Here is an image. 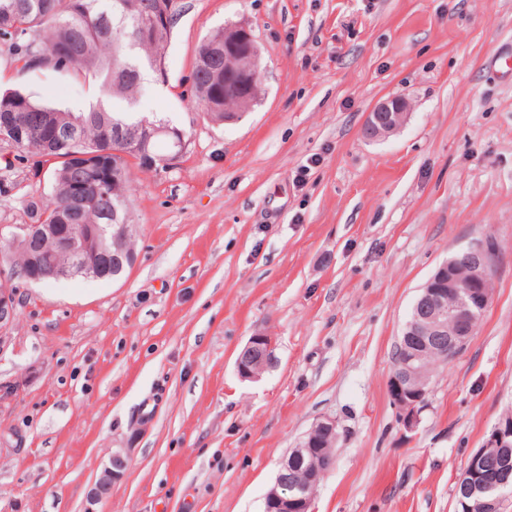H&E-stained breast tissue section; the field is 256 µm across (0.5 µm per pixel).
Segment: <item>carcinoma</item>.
<instances>
[{"label": "carcinoma", "instance_id": "obj_1", "mask_svg": "<svg viewBox=\"0 0 512 512\" xmlns=\"http://www.w3.org/2000/svg\"><path fill=\"white\" fill-rule=\"evenodd\" d=\"M158 6L159 0H0V42L20 70L90 77L101 95L88 111L72 112L19 89L0 91V121L19 130L5 143L30 164L33 175L46 168L52 185L50 197L26 200L30 223L41 225L42 232L0 238V259L18 278L118 279L135 257L131 164L151 171L161 149L171 153L175 147L171 137L156 133L169 121L116 112L103 101H132L143 70H161L178 15L143 30ZM260 61L256 41L235 24L202 42L191 94L210 121H234L261 103ZM107 150L123 155L112 157L109 166L90 158ZM123 224L130 226L126 234L119 231ZM66 227L88 260L86 271H74V257L56 246L57 233Z\"/></svg>", "mask_w": 512, "mask_h": 512}]
</instances>
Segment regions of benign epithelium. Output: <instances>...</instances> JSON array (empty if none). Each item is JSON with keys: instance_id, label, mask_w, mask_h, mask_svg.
<instances>
[{"instance_id": "7a95c632", "label": "benign epithelium", "mask_w": 512, "mask_h": 512, "mask_svg": "<svg viewBox=\"0 0 512 512\" xmlns=\"http://www.w3.org/2000/svg\"><path fill=\"white\" fill-rule=\"evenodd\" d=\"M401 114V104L395 98L380 103L366 119L364 134L386 137L397 130L392 125ZM497 259L493 241L472 242L461 251V256L441 264L423 286V292L413 305V315L407 329L399 339L394 367L388 381V391L399 420L407 432L413 431L420 421L426 405L430 380L422 377L420 361L426 354H437L451 359L456 356L475 334L479 316L490 302L487 284ZM16 274L11 267L0 263V324L13 315L16 294L8 282ZM275 343L272 337L256 334L250 337L239 355L236 367L243 380L261 377L268 365L274 363ZM338 440L336 420L325 416L310 429L303 445L290 449L291 455L310 453L311 465L304 477L288 468V457L279 463L273 486L264 498L267 512H310L312 493L333 467L334 450ZM512 447V415H505L494 427L483 447L470 453L456 488L462 491L457 506L460 512H470L464 497L480 493L484 512H504L505 502L512 497V477L505 456ZM127 466L126 455L118 450L112 454L110 467L100 477L87 497L86 512H97L101 501L99 488L120 480Z\"/></svg>"}]
</instances>
